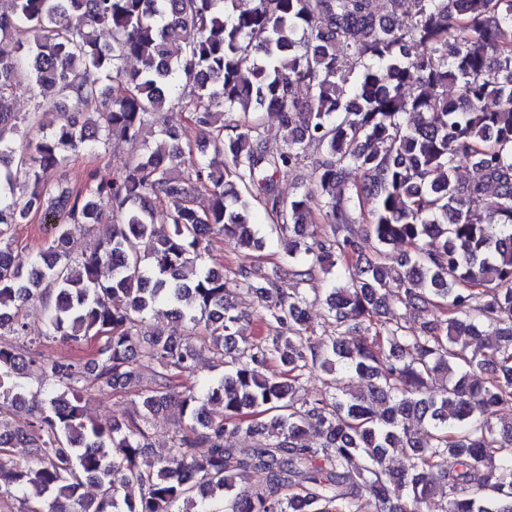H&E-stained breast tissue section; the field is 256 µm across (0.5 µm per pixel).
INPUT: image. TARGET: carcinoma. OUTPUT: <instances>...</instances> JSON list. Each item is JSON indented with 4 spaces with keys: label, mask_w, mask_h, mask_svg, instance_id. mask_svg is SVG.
<instances>
[{
    "label": "carcinoma",
    "mask_w": 512,
    "mask_h": 512,
    "mask_svg": "<svg viewBox=\"0 0 512 512\" xmlns=\"http://www.w3.org/2000/svg\"><path fill=\"white\" fill-rule=\"evenodd\" d=\"M402 1L404 20L376 0H15L0 13V41L17 46L0 56V413L30 414L0 434V496L35 489L21 512H359L363 496L377 512H512V418L497 417L512 405V0ZM21 91L24 114L12 110ZM67 99L101 110L79 118L60 109ZM272 110L276 154L258 118ZM48 112L59 118L47 126ZM233 112L243 119L224 118ZM114 138L134 146L124 169L88 168L73 184V159ZM311 146V189L283 199L274 175ZM313 202L330 231L302 232ZM259 206L297 235L283 265L234 280L198 265L215 235L264 250ZM37 218L53 235L25 270L16 229ZM105 221L90 252L71 250L70 226ZM397 243L409 252L395 256ZM283 272L300 284L288 296ZM319 274L334 281L316 342L304 305L318 289L304 285ZM235 291L261 302L268 335H242ZM32 300L46 335L96 339L93 357L26 355ZM158 305L204 331H142ZM205 353L224 373L201 391L176 384ZM269 362L281 374L262 373ZM316 367L326 390L309 398ZM33 369L53 386L21 382ZM353 378L366 390L352 392ZM88 382L135 385L138 406L103 425ZM169 406L183 421L154 450ZM309 429L320 440L306 445ZM19 445L30 462L10 453ZM394 453L404 470L388 468Z\"/></svg>",
    "instance_id": "obj_1"
}]
</instances>
